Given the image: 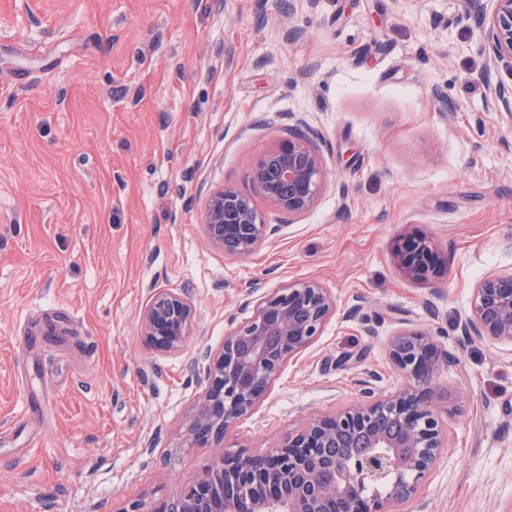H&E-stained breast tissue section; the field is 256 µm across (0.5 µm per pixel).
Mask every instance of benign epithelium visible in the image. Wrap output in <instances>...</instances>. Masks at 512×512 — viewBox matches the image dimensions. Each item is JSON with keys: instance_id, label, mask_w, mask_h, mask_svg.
<instances>
[{"instance_id": "7a95c632", "label": "benign epithelium", "mask_w": 512, "mask_h": 512, "mask_svg": "<svg viewBox=\"0 0 512 512\" xmlns=\"http://www.w3.org/2000/svg\"><path fill=\"white\" fill-rule=\"evenodd\" d=\"M480 12L488 63L512 73V0H488ZM248 178L290 221L314 208L326 183L323 158L300 122L252 163ZM204 223L211 243L238 258L276 232L255 197L232 188L211 195ZM394 256L417 283L432 284L445 270L434 243L415 231L399 239ZM244 306L251 315L224 336L222 347L191 361L203 384L187 430L194 446L227 441L336 314L335 299L314 281L271 292L257 282L246 289ZM194 314L188 291H154L139 320L144 346L182 350ZM459 328L469 339L512 344V273L478 282ZM388 353L402 379L393 391L378 393L363 380L356 403L310 419L262 453H223L159 506L146 511L134 502L123 512H397L419 497L445 450L434 395L447 359L426 329L400 330Z\"/></svg>"}]
</instances>
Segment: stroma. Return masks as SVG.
Here are the masks:
<instances>
[{
	"label": "stroma",
	"instance_id": "1",
	"mask_svg": "<svg viewBox=\"0 0 512 512\" xmlns=\"http://www.w3.org/2000/svg\"><path fill=\"white\" fill-rule=\"evenodd\" d=\"M460 0H0V512L156 505L217 456L184 434L188 362L250 312L253 281L329 288L338 313L291 360L233 446L260 453L399 383L387 344L432 330L447 450L400 512L512 506V346L465 341L474 286L512 272V120ZM303 121L326 184L307 215L236 259L209 196ZM446 272L409 281L406 230ZM189 289L181 352L146 349L153 290ZM355 317H348L351 307ZM40 347H26L27 337Z\"/></svg>",
	"mask_w": 512,
	"mask_h": 512
}]
</instances>
